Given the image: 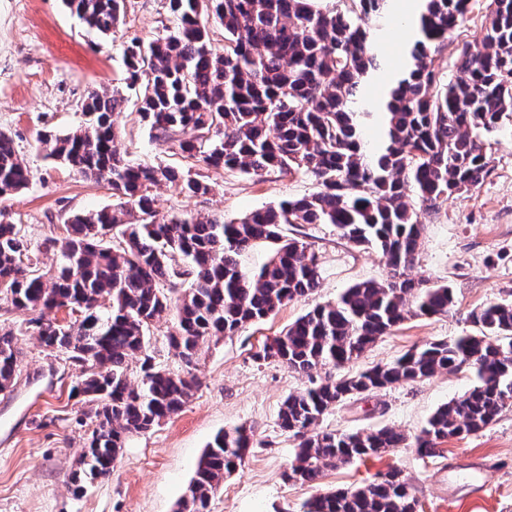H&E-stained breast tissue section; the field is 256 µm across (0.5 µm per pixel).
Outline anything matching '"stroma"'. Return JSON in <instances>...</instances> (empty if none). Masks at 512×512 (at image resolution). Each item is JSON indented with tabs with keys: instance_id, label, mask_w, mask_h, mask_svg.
<instances>
[{
	"instance_id": "1",
	"label": "stroma",
	"mask_w": 512,
	"mask_h": 512,
	"mask_svg": "<svg viewBox=\"0 0 512 512\" xmlns=\"http://www.w3.org/2000/svg\"><path fill=\"white\" fill-rule=\"evenodd\" d=\"M486 15L484 0H474L447 51L436 56L437 71L457 77L458 50L485 24ZM175 25L166 0H126L119 30L100 38L62 0H0V129L14 134L31 170L28 187L6 206L40 247L44 267L55 261L42 244L61 234L59 216L101 208L113 197L106 185L47 158L37 148L38 133L62 135L77 128L83 121L78 104L88 89L125 90L126 42ZM116 124L132 161L182 164V157L141 122L135 103H127ZM487 153L490 169L478 190L453 195L420 215L422 244L410 275L452 288L455 302L448 314L409 319L348 367L325 366L310 378L257 359L266 342L314 306L336 300L355 283L389 275L380 254L346 243L331 225L286 227V235L310 243L318 257L317 291L236 336L202 345L193 369L200 385L190 401L151 431L130 436L111 477L86 492L74 493L71 484L89 432L80 423L82 405L69 397L76 372L48 358L36 337L19 333L23 362L17 383L0 393V512H175L207 444L219 431L239 426L250 428L254 446L225 478L208 512H299L316 491L354 488L391 468L412 485L422 512H512V406L484 431L448 439L441 456L396 448L325 470L315 487L284 480L297 441L278 424L284 399L311 380L336 379L392 362L432 340L475 333L473 310L512 302V122L489 137ZM207 176L214 190L204 197L157 189L159 213L215 212L236 220L316 190L313 179L301 173L255 176L211 169ZM472 385L471 373L464 370L359 396L329 411L319 428L349 433L389 426L414 435L439 406Z\"/></svg>"
}]
</instances>
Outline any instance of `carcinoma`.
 I'll use <instances>...</instances> for the list:
<instances>
[{
  "label": "carcinoma",
  "mask_w": 512,
  "mask_h": 512,
  "mask_svg": "<svg viewBox=\"0 0 512 512\" xmlns=\"http://www.w3.org/2000/svg\"><path fill=\"white\" fill-rule=\"evenodd\" d=\"M101 37L117 32L126 0H63ZM168 0L177 19L148 41L124 49L127 87L153 137L171 145L183 165L132 163L114 116L127 98L92 89L79 103L86 120L63 135L41 134L46 156L103 183L115 202L63 219L66 235L46 240L56 256L48 270L22 225L0 208V310L30 315L25 331L49 355L80 370L69 397L86 405L95 429L73 477L74 493L111 476L126 437L177 414L192 397L202 344L236 335L320 283L311 244L283 234L286 225L331 224L348 243L381 253L384 282L357 283L333 302L297 318L257 353L313 378L325 365L358 359L413 316L448 313V285L403 277L413 265L423 225L418 211L476 190L489 172L485 137L512 117V0H489L487 22L459 49L463 77L437 72L432 58L464 22L471 0H422L419 39L408 69L389 75L375 23L391 0ZM224 29L213 45L211 24ZM387 82L381 100L367 89ZM262 176L301 172L312 194L256 209L236 221L217 214L159 215L153 189L188 197L213 191L195 167ZM31 171L13 135L0 130V197L26 188ZM271 246L255 271L242 254ZM110 305L102 308L100 300ZM72 319L57 324L51 313ZM167 317L168 344L184 365L157 368L148 353L150 327ZM478 332L434 340L397 360L339 379L314 382L283 401L278 422L298 440L286 479L314 486L325 470L414 447L426 457L453 437L477 434L512 404V304L471 314ZM21 352L15 332L0 329V392L14 386ZM139 357L132 380L129 359ZM471 372L473 387L438 407L414 437L390 427L317 432L329 410L355 396L439 373ZM253 442L242 427L215 436L199 460L176 512H207L224 478L242 465ZM413 488L397 470L353 489L319 493L303 512H419Z\"/></svg>",
  "instance_id": "1"
}]
</instances>
